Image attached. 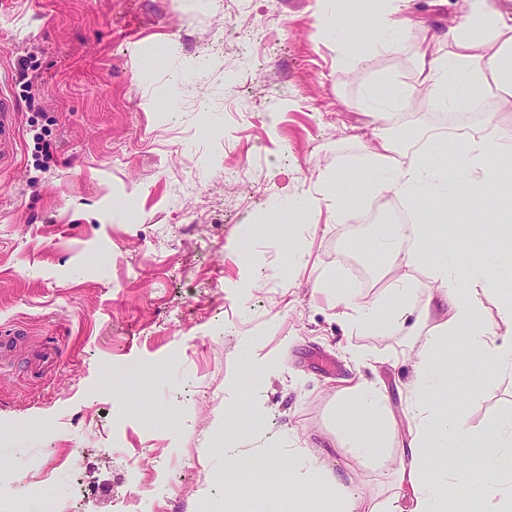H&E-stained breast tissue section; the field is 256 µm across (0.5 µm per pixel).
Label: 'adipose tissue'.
I'll list each match as a JSON object with an SVG mask.
<instances>
[{"label":"adipose tissue","mask_w":512,"mask_h":512,"mask_svg":"<svg viewBox=\"0 0 512 512\" xmlns=\"http://www.w3.org/2000/svg\"><path fill=\"white\" fill-rule=\"evenodd\" d=\"M403 2L384 0L383 8L365 24H334L329 14H322L314 35L344 44L348 60L355 63L402 51L412 27L401 15ZM461 11V22L445 32L424 33L415 49L412 82L393 79L365 86L364 127L375 141V151L359 185L350 188L326 181L283 195L276 208L313 218L327 207L341 220L348 218L352 199L362 191L394 195L412 206L428 196H454L463 184L481 190L503 179L497 144L483 134L464 133L462 153L451 163L438 164L407 154L387 132L395 114L409 110L421 94L453 115L473 111L487 100L494 111L512 112V9L494 0H462ZM486 230L502 238V247L465 267L448 250L426 254V224H403L396 236L374 239L378 254L392 266L408 268L429 260L436 289L428 293L423 309L443 307L447 317L420 345L399 412L391 411L385 388L367 379L353 380L337 395V427L349 454L379 463L388 454L396 456L393 490L370 512H448L451 485L463 486L465 496L484 501L488 512H512V419L479 430L449 415V406L469 391L440 364L449 349L461 347L493 374L512 375V227L490 224ZM418 292V284L402 278L381 303L357 302L358 291L352 287L337 289L336 298L350 310L349 332L396 333L403 330ZM389 435L397 439L392 451L385 442ZM464 437L476 438L486 449L480 480L470 479L467 464L455 450L457 440ZM224 463L286 470L289 488L304 500L313 487H320L324 495L316 512H369L332 469L305 449L288 448L286 439H278L271 448H249L242 440L225 438Z\"/></svg>","instance_id":"adipose-tissue-1"}]
</instances>
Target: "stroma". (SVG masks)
Here are the masks:
<instances>
[{
    "label": "stroma",
    "instance_id": "stroma-1",
    "mask_svg": "<svg viewBox=\"0 0 512 512\" xmlns=\"http://www.w3.org/2000/svg\"><path fill=\"white\" fill-rule=\"evenodd\" d=\"M222 13L224 54L204 70L196 60L211 32L194 0H0V96L15 131L0 158V329L26 335L0 367V475L12 504L40 512L21 478L49 428L60 466L45 481L77 512H132L133 501L166 488L165 512H293L287 484L249 483L225 469V433L251 440L293 436L353 483L363 501L383 499L392 472L350 458L336 434V390L348 380L383 381L391 407L411 373L430 322L399 333L350 334L332 293L353 269L375 277L364 301L382 300L401 273L430 286L429 268L391 267L364 242L365 227L273 212L286 188L338 176L359 182L373 145L362 129L363 87L410 80L411 54H383L352 71L335 43L316 41L321 0H246ZM412 40L423 26L460 22L461 0H410ZM261 72L235 59L252 50ZM40 84L29 90L26 76ZM423 130L406 153L445 162L462 128L435 112H406L394 129ZM503 181L453 200L421 204L427 222L458 229L448 251L460 264L495 249L472 224L512 193V144L499 154ZM197 178L195 194L173 197L170 182ZM260 226L256 238L246 225ZM306 250L289 270L288 244ZM263 330L272 355L240 401L224 405V380L240 369L239 337ZM61 356L40 378L27 374L35 345ZM366 360H350V350ZM335 358L323 374L315 356ZM443 365L468 389L455 414L475 428L512 416V377L495 376L461 351ZM261 401L266 417L252 419ZM117 446L104 453L109 436Z\"/></svg>",
    "mask_w": 512,
    "mask_h": 512
}]
</instances>
